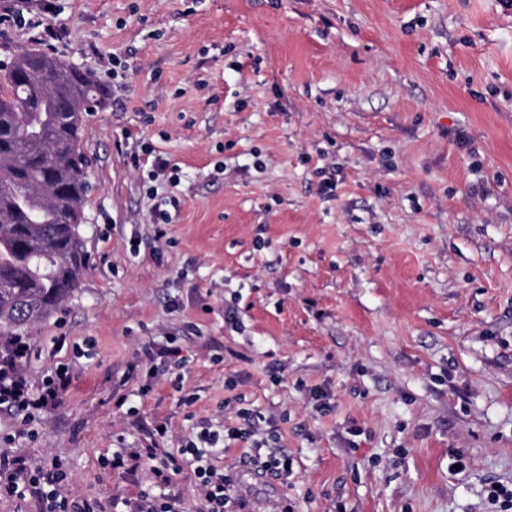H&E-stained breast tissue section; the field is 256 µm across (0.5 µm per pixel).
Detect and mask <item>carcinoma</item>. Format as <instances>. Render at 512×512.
I'll return each mask as SVG.
<instances>
[{"label": "carcinoma", "mask_w": 512, "mask_h": 512, "mask_svg": "<svg viewBox=\"0 0 512 512\" xmlns=\"http://www.w3.org/2000/svg\"><path fill=\"white\" fill-rule=\"evenodd\" d=\"M99 102L85 72L38 49L0 70V336L46 317L86 269L82 133Z\"/></svg>", "instance_id": "cac0c4a2"}]
</instances>
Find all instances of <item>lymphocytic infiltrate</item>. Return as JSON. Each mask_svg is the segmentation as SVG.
I'll return each instance as SVG.
<instances>
[{
	"label": "lymphocytic infiltrate",
	"mask_w": 512,
	"mask_h": 512,
	"mask_svg": "<svg viewBox=\"0 0 512 512\" xmlns=\"http://www.w3.org/2000/svg\"><path fill=\"white\" fill-rule=\"evenodd\" d=\"M30 347L22 337L15 336L0 343V412L10 416H28L33 412L56 406L69 383L67 368H57L39 387H32L22 367ZM243 425L228 430L225 436L249 442L251 454L247 463L256 474L288 475L292 461L283 451L267 450L266 439L252 413L242 415ZM149 443L143 448L113 450L107 463L111 469H128L150 462L151 486L127 505V512H180L181 495L175 490L173 477L182 466L191 467L197 487L205 503V512H228L229 507L243 506L244 500L234 493L230 475L217 464L218 443L222 435L212 431L209 422L199 424L192 437L183 440L179 457L165 456L160 446L166 437L158 426L147 428ZM68 475L61 462L34 463L22 456L0 454V496L31 498L42 512H101L97 502L72 499L64 487Z\"/></svg>",
	"instance_id": "f902f5d3"
}]
</instances>
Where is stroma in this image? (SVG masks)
I'll use <instances>...</instances> for the list:
<instances>
[{"mask_svg":"<svg viewBox=\"0 0 512 512\" xmlns=\"http://www.w3.org/2000/svg\"><path fill=\"white\" fill-rule=\"evenodd\" d=\"M13 3L1 63L49 25L50 53L108 94L85 122L87 267L27 334L28 379L64 365L70 385L17 448L113 512L148 484L104 468L113 448L159 420L176 456L198 420L221 432L247 409L294 466L256 476L228 441L245 512H499L512 0ZM167 336L183 364L148 378Z\"/></svg>","mask_w":512,"mask_h":512,"instance_id":"stroma-1","label":"stroma"}]
</instances>
